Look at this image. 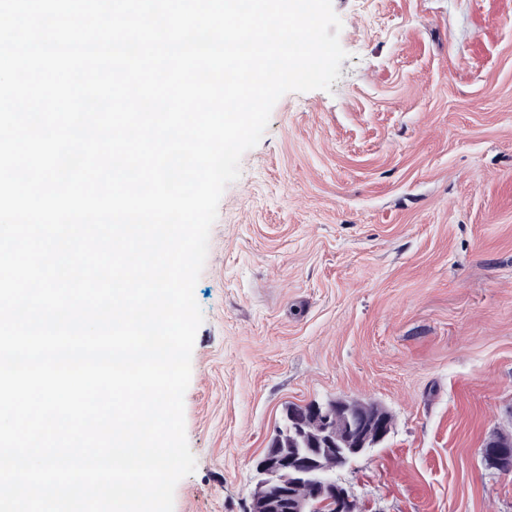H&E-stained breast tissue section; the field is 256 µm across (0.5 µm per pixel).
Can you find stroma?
Instances as JSON below:
<instances>
[{
  "label": "stroma",
  "instance_id": "obj_1",
  "mask_svg": "<svg viewBox=\"0 0 512 512\" xmlns=\"http://www.w3.org/2000/svg\"><path fill=\"white\" fill-rule=\"evenodd\" d=\"M349 57L289 92L219 203L174 512H244L286 405L394 417L362 512H512V0H333ZM512 438L492 439L486 443L484 457L490 463L499 465L512 460Z\"/></svg>",
  "mask_w": 512,
  "mask_h": 512
}]
</instances>
